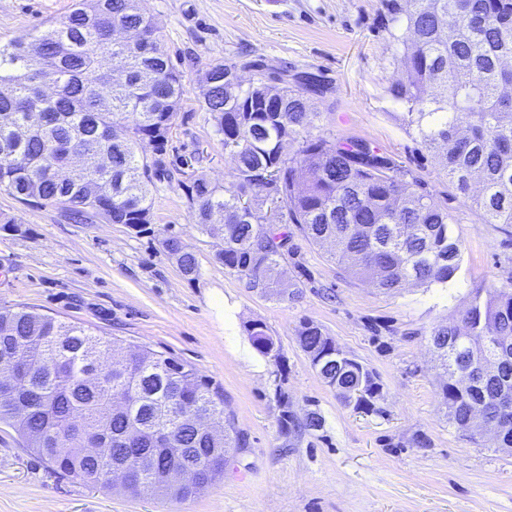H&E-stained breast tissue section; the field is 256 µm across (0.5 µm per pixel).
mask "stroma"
Masks as SVG:
<instances>
[{"instance_id": "1", "label": "stroma", "mask_w": 512, "mask_h": 512, "mask_svg": "<svg viewBox=\"0 0 512 512\" xmlns=\"http://www.w3.org/2000/svg\"><path fill=\"white\" fill-rule=\"evenodd\" d=\"M73 0H0V43L62 19ZM185 94L166 155L173 182L152 189L151 233L65 219L50 205L0 192V304L104 338L171 353L224 392V414L247 441L231 451L224 478L183 503L134 497L53 471L0 424V512H512V452L470 441L440 404L437 324L456 320L475 289L512 286V225L482 223L456 198L434 152L402 121L389 94L404 67L384 0H144ZM261 60L311 72L328 86L311 97V134L363 139L413 170L448 201L465 251L448 288L385 293L350 279L326 249L293 234L296 286L281 299L252 291L214 260L222 240L202 233L186 197L200 173L236 191L223 145L200 108L199 79L215 60ZM195 252L185 277L165 237ZM223 295L224 308L211 300ZM263 322L278 340L274 364L245 326ZM311 320L372 370L381 397L370 412L345 406L312 368L296 331ZM308 414L320 430L282 435L280 415Z\"/></svg>"}]
</instances>
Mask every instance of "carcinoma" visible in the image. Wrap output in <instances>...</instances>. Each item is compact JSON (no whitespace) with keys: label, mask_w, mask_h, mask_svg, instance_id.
<instances>
[{"label":"carcinoma","mask_w":512,"mask_h":512,"mask_svg":"<svg viewBox=\"0 0 512 512\" xmlns=\"http://www.w3.org/2000/svg\"><path fill=\"white\" fill-rule=\"evenodd\" d=\"M142 2L75 0L62 20L0 44V86L12 87L0 96V191L54 206L75 222L99 219L137 235L151 232L149 186L167 175L164 158L185 90ZM385 3L405 68L389 89L405 109L403 121L436 153L482 223L512 224V70L504 68L512 58V0ZM116 27L131 39L113 43ZM48 75L51 96L41 91ZM320 92V81L308 74L288 88L282 111H270L257 87L225 97L223 65L211 70L201 107L221 143L236 142L225 154L238 192L227 196L203 175L186 190L200 230L224 240L216 262L248 288L283 299L288 225L295 224L311 243L331 245V258L349 277L383 292L410 282L448 287L465 249L448 205L370 144L311 135L307 95ZM285 129L291 150L283 153ZM145 141L159 158L139 155ZM272 193L280 199L275 209ZM162 246L184 276L197 274L196 255L179 237ZM245 330L265 357L278 345L260 321ZM494 336L512 339L511 288L475 290L460 324H441L430 334L432 346L454 351V364H442V404L462 433L480 406L496 418V397L505 386L512 390V347L497 349ZM296 339L344 405L374 406V373L329 358L336 344L319 325L303 322ZM487 359L498 363L495 376L457 387L456 366ZM1 369L13 372L18 389L11 396L0 386V422L73 479L105 488L121 461L130 494L186 500L224 476L226 453L215 449L246 445L229 423L211 436L177 421L199 411L221 420L224 398L176 357L106 340L26 305H0ZM119 393L126 406L106 415ZM158 427L167 430L169 445L155 455L149 449ZM89 435L100 441L95 456L81 452ZM186 462L196 467L193 479L165 477Z\"/></svg>","instance_id":"1"}]
</instances>
